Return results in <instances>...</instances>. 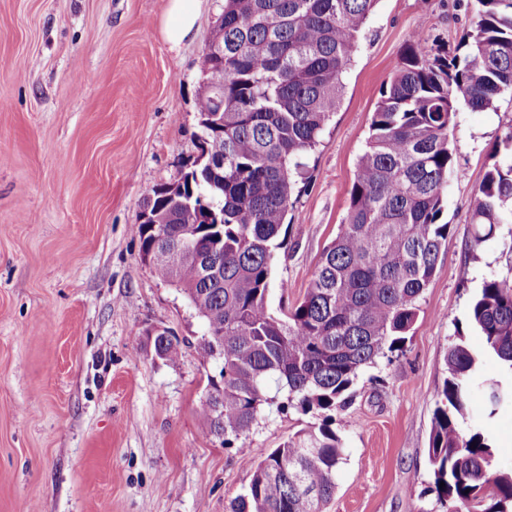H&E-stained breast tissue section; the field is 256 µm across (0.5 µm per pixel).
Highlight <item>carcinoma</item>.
<instances>
[{"mask_svg": "<svg viewBox=\"0 0 512 512\" xmlns=\"http://www.w3.org/2000/svg\"><path fill=\"white\" fill-rule=\"evenodd\" d=\"M377 2L224 0L201 62L202 73L217 71L224 84L198 99L202 122L222 112L224 136L207 135V157L187 168L183 192L173 196L160 184L143 201L151 223L139 224L141 257L205 321L200 355L220 367L211 386L223 400L199 407L207 436L222 435L225 448L242 453L239 441L268 401L270 381L287 390L281 409L323 416L254 466L228 512H322L333 496L344 460L333 413L346 406L364 368L402 349L453 231L444 212L458 174L448 139L456 105L493 110L512 89V0H477L461 55L410 38L379 89L346 218L303 299L274 315L267 298L292 172L304 169L336 112L343 74ZM491 157L470 214L475 248L512 223V125ZM213 213L223 222L206 223ZM154 224L165 226L164 236ZM189 238L197 241L193 250ZM469 326L483 350L460 331L448 346L428 448L430 491L444 512H512V468L497 467L479 427L458 428L482 358H495L512 378V280L483 281ZM152 346L161 360L180 354L175 338ZM484 388L487 416L512 405V383L490 380Z\"/></svg>", "mask_w": 512, "mask_h": 512, "instance_id": "cac0c4a2", "label": "carcinoma"}]
</instances>
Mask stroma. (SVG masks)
<instances>
[{
    "instance_id": "stroma-1",
    "label": "stroma",
    "mask_w": 512,
    "mask_h": 512,
    "mask_svg": "<svg viewBox=\"0 0 512 512\" xmlns=\"http://www.w3.org/2000/svg\"><path fill=\"white\" fill-rule=\"evenodd\" d=\"M169 0H0V512H226L251 462L317 423L280 411L268 385L249 456L206 437L199 412L217 376L198 346L206 327L185 296L140 258L151 188L196 157L201 60L224 13L203 0L179 49L164 40ZM476 0H378L345 75L339 108L297 178L268 304L301 298L349 207L379 89L417 36L455 51ZM512 125V90L495 110L459 106L450 142L453 226L401 351L359 375L337 411L344 460L324 512H443L428 490L431 420L446 353L467 330L484 279L512 276V223L475 248L474 195L496 139ZM182 353L155 356L147 330ZM471 422L512 464V407Z\"/></svg>"
}]
</instances>
